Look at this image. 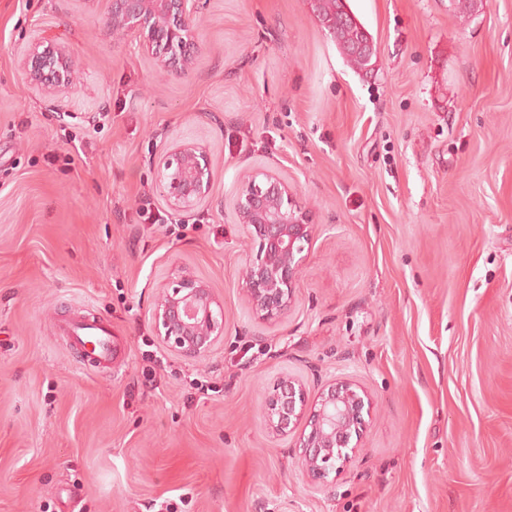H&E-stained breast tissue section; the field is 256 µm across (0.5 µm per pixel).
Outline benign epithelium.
I'll use <instances>...</instances> for the list:
<instances>
[{
  "mask_svg": "<svg viewBox=\"0 0 512 512\" xmlns=\"http://www.w3.org/2000/svg\"><path fill=\"white\" fill-rule=\"evenodd\" d=\"M112 30L139 39L156 59L161 73H183L197 48L198 0H110ZM30 84L49 94L62 92L78 80L66 49L36 45L23 58ZM151 164L166 190L167 205L190 211L210 200L211 160L205 146L172 142L162 146ZM234 211L250 243L239 270L245 298L257 318L279 320L295 302V284L305 245L316 231L288 181L260 169L243 172ZM152 324L171 351L200 358L224 336V307L202 278L180 275L162 286L153 306ZM364 396L350 380L326 385L312 403L303 387L285 375L264 402L271 429L288 433L300 420L307 431L299 436L301 464L314 481H326L336 462L349 459L352 438H361L366 421Z\"/></svg>",
  "mask_w": 512,
  "mask_h": 512,
  "instance_id": "obj_1",
  "label": "benign epithelium"
}]
</instances>
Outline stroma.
<instances>
[{"label":"stroma","instance_id":"obj_1","mask_svg":"<svg viewBox=\"0 0 512 512\" xmlns=\"http://www.w3.org/2000/svg\"><path fill=\"white\" fill-rule=\"evenodd\" d=\"M349 5L372 71L308 0H201L192 67L162 76L110 0H0V512H512V0ZM42 41L79 72L55 96L21 69ZM172 138L206 146L223 209L169 210L149 157ZM248 167L317 226L273 322L238 281ZM182 270L224 303L197 361L152 330ZM100 319L108 368L64 331ZM284 375L369 399L326 483L264 418Z\"/></svg>","mask_w":512,"mask_h":512}]
</instances>
